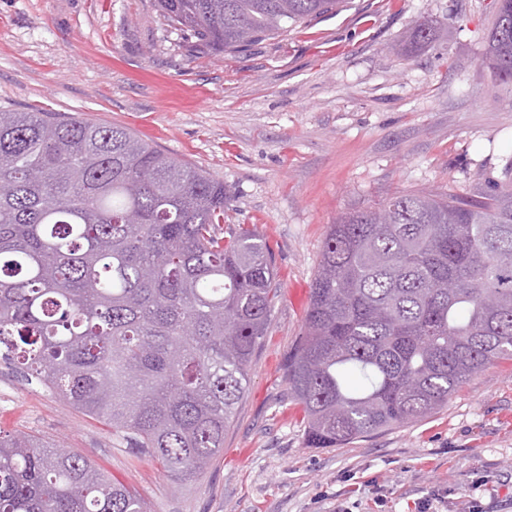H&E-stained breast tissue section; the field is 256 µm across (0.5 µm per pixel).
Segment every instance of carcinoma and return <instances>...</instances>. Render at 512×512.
<instances>
[{"label":"carcinoma","mask_w":512,"mask_h":512,"mask_svg":"<svg viewBox=\"0 0 512 512\" xmlns=\"http://www.w3.org/2000/svg\"><path fill=\"white\" fill-rule=\"evenodd\" d=\"M485 60L512 86V0ZM340 0H157L216 56ZM224 183L124 127L0 110V359L177 480L224 451L279 284ZM512 360V185L401 193L328 226L285 380L309 448L422 420ZM357 373L360 391L345 374ZM0 512H147L84 456L0 431Z\"/></svg>","instance_id":"1"}]
</instances>
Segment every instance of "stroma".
Instances as JSON below:
<instances>
[{
  "mask_svg": "<svg viewBox=\"0 0 512 512\" xmlns=\"http://www.w3.org/2000/svg\"><path fill=\"white\" fill-rule=\"evenodd\" d=\"M492 0H343L217 57L165 30L155 0H0V109L119 125L222 181L281 284L224 452L177 482L152 457L0 365V431L92 460L150 512H512V361L440 412L336 448L306 444L284 363L326 230L395 193L512 183V88L483 59ZM435 40L413 44L422 19Z\"/></svg>",
  "mask_w": 512,
  "mask_h": 512,
  "instance_id": "1",
  "label": "stroma"
}]
</instances>
